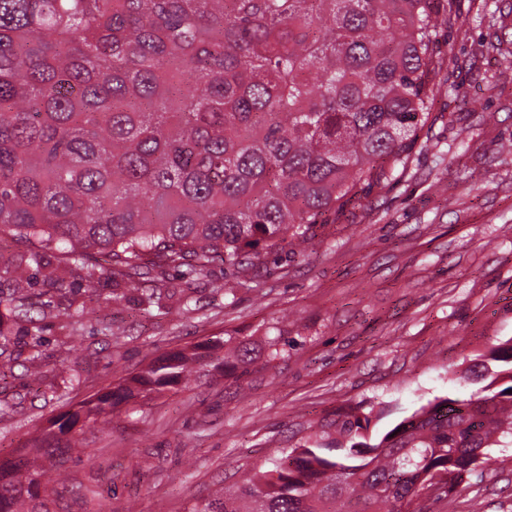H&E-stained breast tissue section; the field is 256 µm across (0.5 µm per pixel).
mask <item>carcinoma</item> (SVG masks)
<instances>
[{"mask_svg": "<svg viewBox=\"0 0 512 512\" xmlns=\"http://www.w3.org/2000/svg\"><path fill=\"white\" fill-rule=\"evenodd\" d=\"M453 0H0V274L64 253L88 285L123 282L152 306L170 270L191 285L238 271L408 166L441 91L434 49ZM95 254L106 264H92ZM17 285L0 308L33 321ZM261 347L213 336L155 360L0 461V512H48L37 487L86 452L80 421L107 425L136 395L241 378ZM467 401L421 408L382 437L337 413L272 467L187 512H422L491 448L512 447V339Z\"/></svg>", "mask_w": 512, "mask_h": 512, "instance_id": "cac0c4a2", "label": "carcinoma"}]
</instances>
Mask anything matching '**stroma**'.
<instances>
[{
    "mask_svg": "<svg viewBox=\"0 0 512 512\" xmlns=\"http://www.w3.org/2000/svg\"><path fill=\"white\" fill-rule=\"evenodd\" d=\"M455 10L436 36L454 63L406 172L329 212L316 247L261 252L245 272L218 262L189 287L169 271L147 311L68 263L62 286L27 269L46 308L6 323L16 360L0 380V460L105 391L114 369L139 372L215 335L288 340L271 367L140 396L85 428L89 452L67 457L51 512H185L321 432L336 407L369 415L375 439L429 402L481 389L475 366L512 339V152L500 149L512 142V0ZM34 355L37 382L24 371ZM423 510L512 512V448Z\"/></svg>",
    "mask_w": 512,
    "mask_h": 512,
    "instance_id": "1",
    "label": "stroma"
}]
</instances>
